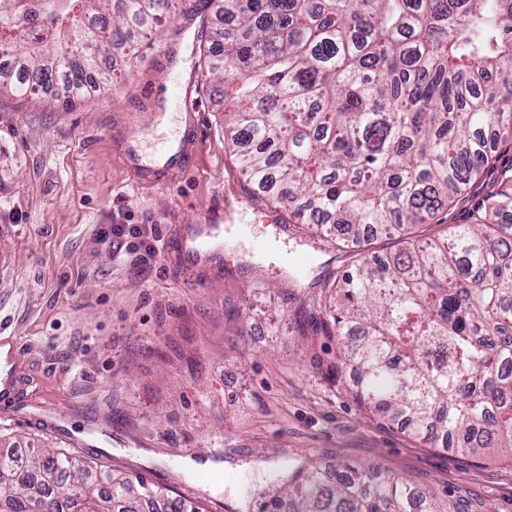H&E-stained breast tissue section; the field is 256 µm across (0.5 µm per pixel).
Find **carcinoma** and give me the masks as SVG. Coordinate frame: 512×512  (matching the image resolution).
Wrapping results in <instances>:
<instances>
[{"instance_id":"carcinoma-1","label":"carcinoma","mask_w":512,"mask_h":512,"mask_svg":"<svg viewBox=\"0 0 512 512\" xmlns=\"http://www.w3.org/2000/svg\"><path fill=\"white\" fill-rule=\"evenodd\" d=\"M182 0H0V52L23 73L0 94L58 81L65 103L125 75L135 32ZM204 21L206 77L229 84L226 137L249 183L291 221L340 229L336 337L360 406L434 448L512 457V0H224ZM442 237L368 262L365 226ZM262 512H437L430 494L374 463L275 477ZM142 477L69 452L0 450V512H159Z\"/></svg>"}]
</instances>
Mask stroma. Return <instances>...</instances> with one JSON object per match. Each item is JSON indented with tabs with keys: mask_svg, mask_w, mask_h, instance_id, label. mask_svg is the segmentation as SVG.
<instances>
[{
	"mask_svg": "<svg viewBox=\"0 0 512 512\" xmlns=\"http://www.w3.org/2000/svg\"><path fill=\"white\" fill-rule=\"evenodd\" d=\"M214 12L185 0L143 63L72 105L0 96V339L18 348L19 387L0 448L120 466L207 512H257L279 467L311 462L375 463L440 512H512V459L433 448L365 413L329 367L335 337L298 330L342 256L288 227L226 148L225 91L200 54ZM173 140L189 162L159 169ZM216 214L224 271L189 280L165 243ZM116 224L144 225L153 254Z\"/></svg>",
	"mask_w": 512,
	"mask_h": 512,
	"instance_id": "obj_1",
	"label": "stroma"
}]
</instances>
